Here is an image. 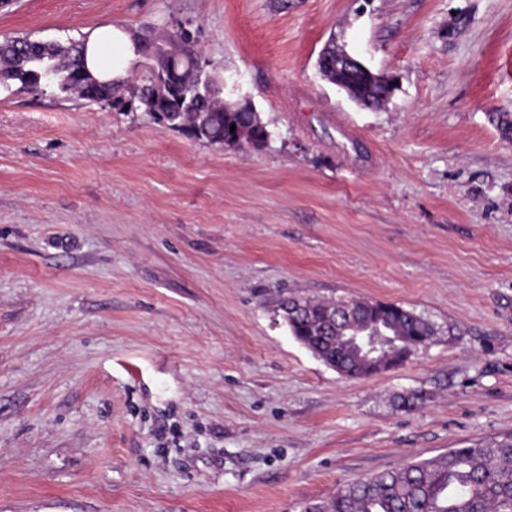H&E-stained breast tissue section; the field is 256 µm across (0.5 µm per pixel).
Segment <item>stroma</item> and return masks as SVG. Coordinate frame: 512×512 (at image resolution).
Instances as JSON below:
<instances>
[{"label":"stroma","instance_id":"1","mask_svg":"<svg viewBox=\"0 0 512 512\" xmlns=\"http://www.w3.org/2000/svg\"><path fill=\"white\" fill-rule=\"evenodd\" d=\"M188 31L271 136L0 87V512H299L512 432V0H14L0 38ZM393 77L363 109L329 41ZM284 293L415 310L434 344L345 378ZM419 392L422 405L399 407Z\"/></svg>","mask_w":512,"mask_h":512}]
</instances>
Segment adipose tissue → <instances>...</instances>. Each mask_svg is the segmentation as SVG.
Masks as SVG:
<instances>
[{
	"label": "adipose tissue",
	"mask_w": 512,
	"mask_h": 512,
	"mask_svg": "<svg viewBox=\"0 0 512 512\" xmlns=\"http://www.w3.org/2000/svg\"><path fill=\"white\" fill-rule=\"evenodd\" d=\"M139 56L134 36L118 27L96 29L86 41L87 67L95 77L103 81L122 80Z\"/></svg>",
	"instance_id": "ef3b65f1"
}]
</instances>
